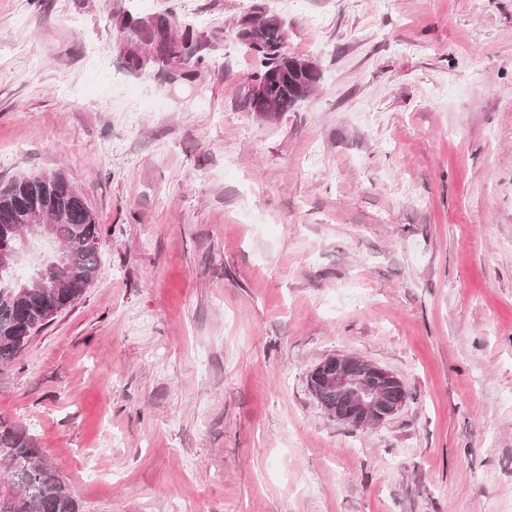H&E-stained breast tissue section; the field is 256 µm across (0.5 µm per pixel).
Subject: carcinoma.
<instances>
[{
  "instance_id": "1",
  "label": "carcinoma",
  "mask_w": 512,
  "mask_h": 512,
  "mask_svg": "<svg viewBox=\"0 0 512 512\" xmlns=\"http://www.w3.org/2000/svg\"><path fill=\"white\" fill-rule=\"evenodd\" d=\"M124 27L130 35L153 47L148 58H137L136 68L153 63L162 68L178 65L199 66L203 59H194L190 48L197 43L193 25L183 26L175 50L169 38V24L162 18L146 23L138 18H126ZM287 26L280 18L263 14L255 21L252 34L241 43L259 60V68L250 77L251 83L264 87L273 111L265 114L271 120L296 110L322 82V73L306 76L297 71L293 61L297 56L286 47ZM62 218L56 225L58 243L65 264L52 258L36 272L37 282L15 280L12 274H0V370L10 366L24 347L50 321V312L63 308L83 296L93 282L98 268V251L88 247V241L99 238L97 220L88 217L83 194L73 189V183L63 174L56 181H44L40 175H26L0 190V226L15 228L16 242L21 236H31L44 227L31 223V217ZM44 283L57 287L44 288ZM343 371L358 379L378 395L372 421L388 417L389 405L397 402L405 389L394 381L373 374L365 361L351 357L343 364L326 363L308 375V386L315 388L318 402L334 416L349 417L352 405L347 395L340 394L324 383L327 376ZM0 462L8 465V476L0 480V512H78L77 501L58 476L36 441L25 428L0 420Z\"/></svg>"
}]
</instances>
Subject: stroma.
<instances>
[{
    "instance_id": "1",
    "label": "stroma",
    "mask_w": 512,
    "mask_h": 512,
    "mask_svg": "<svg viewBox=\"0 0 512 512\" xmlns=\"http://www.w3.org/2000/svg\"><path fill=\"white\" fill-rule=\"evenodd\" d=\"M259 5L323 70L269 121ZM129 15L194 23L195 78L131 70ZM39 173L100 263L0 417L80 512H512V0H0V189ZM334 353L405 405L329 417Z\"/></svg>"
}]
</instances>
